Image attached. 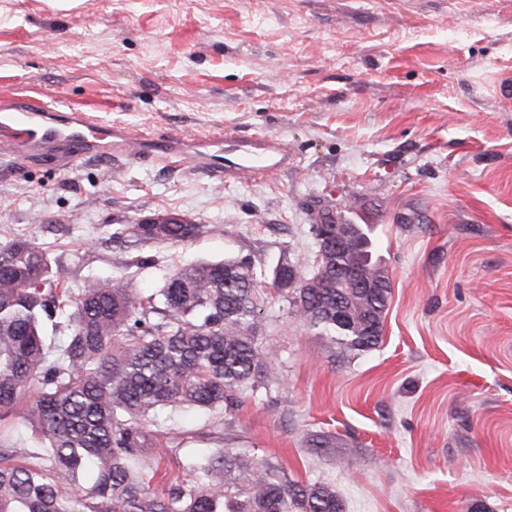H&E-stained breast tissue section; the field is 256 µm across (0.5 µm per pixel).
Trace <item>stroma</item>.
Wrapping results in <instances>:
<instances>
[{
  "instance_id": "obj_1",
  "label": "stroma",
  "mask_w": 512,
  "mask_h": 512,
  "mask_svg": "<svg viewBox=\"0 0 512 512\" xmlns=\"http://www.w3.org/2000/svg\"><path fill=\"white\" fill-rule=\"evenodd\" d=\"M81 110L189 146L261 134L287 166L210 178L161 153L0 176V241L33 240L70 288L251 256L316 267L325 210L371 227L392 295L379 345L338 356L275 291L278 374L233 414L159 440L225 445L335 486L346 512H512V0H0V99ZM203 225L130 244L117 225Z\"/></svg>"
}]
</instances>
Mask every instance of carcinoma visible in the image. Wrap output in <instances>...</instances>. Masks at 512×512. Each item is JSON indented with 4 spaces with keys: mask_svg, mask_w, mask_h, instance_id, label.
Segmentation results:
<instances>
[{
    "mask_svg": "<svg viewBox=\"0 0 512 512\" xmlns=\"http://www.w3.org/2000/svg\"><path fill=\"white\" fill-rule=\"evenodd\" d=\"M203 229L139 221L121 233L179 243ZM355 233L360 249L329 252L322 272L290 263L273 272L300 282L277 292L346 355L379 344L391 295L371 226ZM261 292L242 257L178 269L147 296L121 278L74 294L32 241H0V420L22 403L45 440L38 452L0 448V512H345L331 485L292 481L232 448L185 456L176 477H158L162 455L179 452L153 439L166 409L231 412L276 378L259 343Z\"/></svg>",
    "mask_w": 512,
    "mask_h": 512,
    "instance_id": "carcinoma-1",
    "label": "carcinoma"
}]
</instances>
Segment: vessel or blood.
<instances>
[{"label":"vessel or blood","mask_w":512,"mask_h":512,"mask_svg":"<svg viewBox=\"0 0 512 512\" xmlns=\"http://www.w3.org/2000/svg\"><path fill=\"white\" fill-rule=\"evenodd\" d=\"M233 146L237 160L225 168L212 165L206 152H194L199 172L209 177L255 180L288 162V150L276 137L237 139ZM156 148L177 159L187 153L181 136L169 137L157 147L125 131L108 135L84 112L60 117L47 106L30 100L14 102L0 110V172L4 174L12 173L28 159L68 165L84 156L113 155L137 161Z\"/></svg>","instance_id":"b4317fda"}]
</instances>
